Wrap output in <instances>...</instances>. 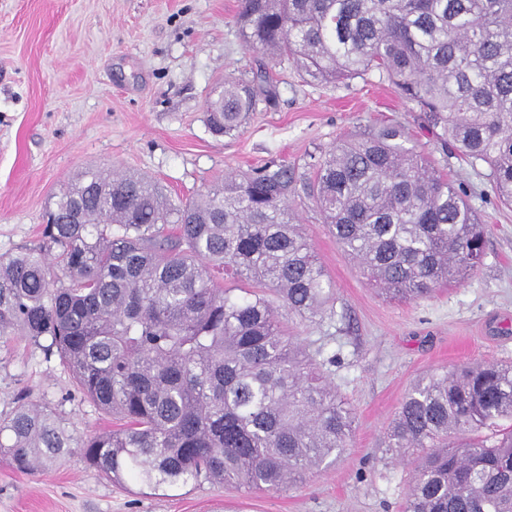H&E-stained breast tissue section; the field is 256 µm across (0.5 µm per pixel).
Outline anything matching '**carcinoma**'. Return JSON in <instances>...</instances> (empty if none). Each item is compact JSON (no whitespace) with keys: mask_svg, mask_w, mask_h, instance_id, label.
Returning <instances> with one entry per match:
<instances>
[{"mask_svg":"<svg viewBox=\"0 0 512 512\" xmlns=\"http://www.w3.org/2000/svg\"><path fill=\"white\" fill-rule=\"evenodd\" d=\"M237 25L261 60L208 101L214 134L274 96L271 64L319 82L376 73L512 206V0H240ZM301 195L390 298L461 282L485 255L486 226L402 125L341 138L302 173L270 162L185 201L88 168L56 195L46 244L0 255V336L57 354L118 425L77 437L22 399L0 418V457L46 471L77 448L152 491L203 479L264 492L341 456L353 411L278 318L321 316L335 295L293 221ZM215 271L255 289L235 295ZM385 443L415 458L402 512H512V364L418 379Z\"/></svg>","mask_w":512,"mask_h":512,"instance_id":"carcinoma-1","label":"carcinoma"}]
</instances>
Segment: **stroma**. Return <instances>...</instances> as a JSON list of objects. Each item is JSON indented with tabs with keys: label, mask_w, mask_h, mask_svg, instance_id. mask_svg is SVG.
Returning <instances> with one entry per match:
<instances>
[{
	"label": "stroma",
	"mask_w": 512,
	"mask_h": 512,
	"mask_svg": "<svg viewBox=\"0 0 512 512\" xmlns=\"http://www.w3.org/2000/svg\"><path fill=\"white\" fill-rule=\"evenodd\" d=\"M239 0H0V255L42 242L51 196L111 166L191 199L225 174L269 161L304 166L344 136L402 124L446 158L489 227L478 272L427 297L381 295L347 260L312 202L298 222L335 286L333 310L296 332L355 416L350 445L301 486L247 493L204 481L152 491L118 484L72 452L47 472L0 459V512H401L414 464L386 454V430L413 383L463 363L512 362V208L483 168L444 156L394 86L377 77L310 82L273 68L277 96L235 137L213 134L206 101L258 65L235 23ZM75 435L111 428L58 356L0 338V417L20 396Z\"/></svg>",
	"instance_id": "obj_1"
}]
</instances>
